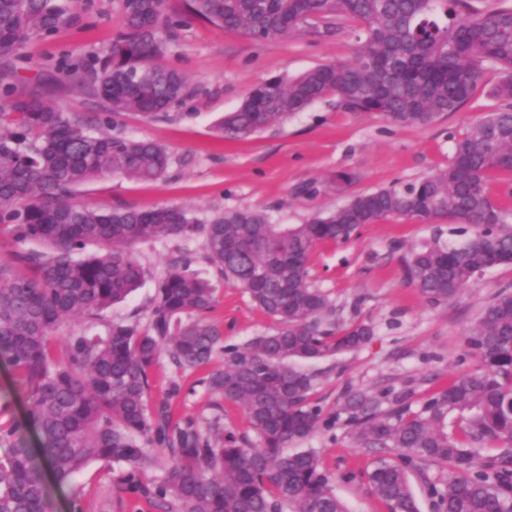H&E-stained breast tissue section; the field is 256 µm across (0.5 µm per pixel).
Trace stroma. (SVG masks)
Wrapping results in <instances>:
<instances>
[{"label":"stroma","instance_id":"stroma-1","mask_svg":"<svg viewBox=\"0 0 512 512\" xmlns=\"http://www.w3.org/2000/svg\"><path fill=\"white\" fill-rule=\"evenodd\" d=\"M121 26V0H79L69 23L56 34L31 41L20 58L0 57V75L15 74L20 89L39 90L66 111L95 119L98 104L89 91L53 81L52 76L61 59L78 62L105 51ZM355 29V23L345 21L328 39L294 35L254 42L187 19L159 63L184 73L196 96L150 120L131 114L112 119L113 132L150 139L168 149L171 165L165 178L157 182L121 177L96 180L75 190V202L100 209H149L173 203L202 219L250 207L264 211L274 224H302L313 214L344 203V196L330 187L338 172L353 174L349 191L357 194L416 181L444 168L451 158V135L463 133L497 107L489 94L497 80L494 72L485 73L473 98L459 111L429 125L395 127L377 115L343 111L335 98L328 97L251 139L214 136V121L236 109L263 79L275 74L293 76L329 61L349 59ZM448 229L444 218L420 223L392 217L362 227L348 242L313 249L312 282L329 294L337 324L368 322L375 329L372 342L360 350L301 362V369L320 375L314 399L326 412L336 411L350 389L374 395L389 389L405 395L416 410L457 375L479 369L478 357L465 344V333L500 287L512 285V265L477 275L447 307L428 306L404 278L402 249ZM174 253L171 241L138 246L136 254L146 271L144 283L128 300L106 311L105 321L132 316L147 320L157 282ZM211 280L216 292L209 319L222 331L225 344H240L274 330L273 319L239 288L216 274ZM174 379L184 388L174 403L176 413L210 418L214 400L196 385L195 374L176 376L165 363L152 375L150 402L162 400ZM28 407L14 371L0 360V428L22 418ZM300 446L317 453L348 512H386L368 484L375 457L356 444L344 424L317 429ZM113 477L110 467L97 462L70 485H50L55 512H71L76 495L84 512H153L146 502L135 499L111 502Z\"/></svg>","mask_w":512,"mask_h":512}]
</instances>
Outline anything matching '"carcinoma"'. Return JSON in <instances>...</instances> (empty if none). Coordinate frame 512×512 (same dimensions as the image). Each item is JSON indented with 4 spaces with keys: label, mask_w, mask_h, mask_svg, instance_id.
<instances>
[{
    "label": "carcinoma",
    "mask_w": 512,
    "mask_h": 512,
    "mask_svg": "<svg viewBox=\"0 0 512 512\" xmlns=\"http://www.w3.org/2000/svg\"><path fill=\"white\" fill-rule=\"evenodd\" d=\"M477 0H186L190 15L252 41L335 34L358 24L352 56L297 76L269 77L214 126L246 140L329 96L354 114H378L397 127L426 125L459 111L484 74L498 79L501 105L452 137L448 166L420 181L350 195L304 224L279 225L249 208L206 222L176 205L100 210L75 204V188L120 176L155 182L171 156L163 146L112 133L111 118L167 113L195 95L186 76L155 64L182 23L171 0H122L123 27L103 54L58 72L84 85L102 112L87 122L36 92L0 79V233L35 248L0 259V360L15 371L31 408L3 432L13 440L0 463V512H54L45 481L59 486L94 461L118 467L112 495L136 497L156 512H345L312 450L288 445L340 415L359 445L377 454L368 482L387 512H418L409 475L419 464L448 467L429 487L436 512H512V286L501 288L467 330L481 361L434 393L417 411L350 390L334 414L314 400L318 376L293 362L335 356L369 344L374 327H340L329 295L315 287L308 259L324 243H345L364 225L390 217L450 220L454 243L435 236L405 250V280L426 303L446 307L489 268L512 265L509 213L489 196L487 173H512V3L483 11ZM71 0H0V56L69 21ZM203 241L205 259L224 280L277 322L268 335L224 344L208 319L214 289L177 256L158 282L148 321L102 313L143 282L136 247L160 240ZM90 244L99 251L89 255ZM88 326L60 341V328ZM220 355L224 366L198 380L212 396L239 404L255 435L224 426L217 412L201 424L176 420L182 386L171 381L148 401L162 360L191 373ZM34 430L39 447L25 445ZM484 447L496 448L490 456ZM165 459L161 474L146 469Z\"/></svg>",
    "instance_id": "carcinoma-1"
}]
</instances>
